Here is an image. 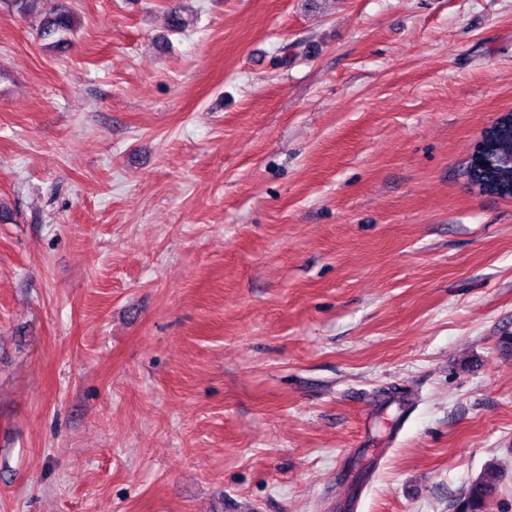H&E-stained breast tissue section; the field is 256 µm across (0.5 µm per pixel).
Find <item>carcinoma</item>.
<instances>
[{
    "instance_id": "obj_1",
    "label": "carcinoma",
    "mask_w": 512,
    "mask_h": 512,
    "mask_svg": "<svg viewBox=\"0 0 512 512\" xmlns=\"http://www.w3.org/2000/svg\"><path fill=\"white\" fill-rule=\"evenodd\" d=\"M42 0H4V3L24 19L37 21L36 31L40 38L54 47H63L68 36L76 29L78 17L66 0H60L53 12L39 14L38 4ZM483 149L471 154L464 176L471 184H476L481 193L512 198V169L502 160L512 156V120L503 117L499 122L487 128L482 134ZM499 161L495 166H485L484 159ZM496 489V475L487 469L476 479L467 493L457 504V512H484L488 498Z\"/></svg>"
}]
</instances>
